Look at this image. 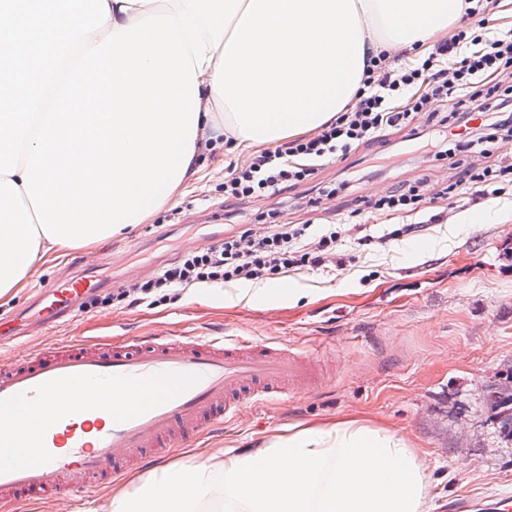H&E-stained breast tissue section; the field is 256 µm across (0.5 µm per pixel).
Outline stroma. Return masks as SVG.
<instances>
[{
  "instance_id": "35a3bbf8",
  "label": "stroma",
  "mask_w": 512,
  "mask_h": 512,
  "mask_svg": "<svg viewBox=\"0 0 512 512\" xmlns=\"http://www.w3.org/2000/svg\"><path fill=\"white\" fill-rule=\"evenodd\" d=\"M242 154H203L197 177L173 208L151 223L110 238L111 263L104 280H146L184 253L214 245L216 225L225 232L264 231L272 224H337L340 269L298 268L287 275L284 296L238 300L239 283L177 288L154 305L127 310L104 291L81 303L75 319L26 333L32 345L62 343L75 336H144L161 326L186 336H239L302 348L322 345L341 357L319 392L264 403L223 430L200 438L170 458L188 467L211 456L255 451L289 427L327 428L353 421L402 436L430 480L423 512H446L448 500L512 495V212L502 214L490 199L461 198L453 207L424 201L408 218L360 213L342 222L353 199L425 178L448 181L447 161L411 156L401 166L360 181L346 194L316 208L301 204L306 186H284L269 198L236 206L226 219L224 177ZM480 213L481 224H455L460 213ZM443 214L431 223L433 214ZM418 224L409 236L382 235L404 223ZM374 243L357 246L359 225ZM81 248L48 257L36 266L16 296L0 298V321L27 312L40 290L67 275ZM150 467L131 472L105 490L76 492L77 512H110L113 496L130 492Z\"/></svg>"
}]
</instances>
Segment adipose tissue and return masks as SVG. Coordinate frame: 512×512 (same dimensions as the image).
<instances>
[{
    "mask_svg": "<svg viewBox=\"0 0 512 512\" xmlns=\"http://www.w3.org/2000/svg\"><path fill=\"white\" fill-rule=\"evenodd\" d=\"M0 0V59L40 68L70 45L126 91L94 111H59L25 158L32 94L0 113V297L54 247H88L171 206L215 131L241 148L320 128L361 86L367 52L424 44L458 0H87L91 22L61 24L72 0ZM429 482L403 437L351 421L304 428L255 452L155 467L112 512H422Z\"/></svg>",
    "mask_w": 512,
    "mask_h": 512,
    "instance_id": "obj_1",
    "label": "adipose tissue"
}]
</instances>
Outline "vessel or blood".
<instances>
[{
  "label": "vessel or blood",
  "mask_w": 512,
  "mask_h": 512,
  "mask_svg": "<svg viewBox=\"0 0 512 512\" xmlns=\"http://www.w3.org/2000/svg\"><path fill=\"white\" fill-rule=\"evenodd\" d=\"M99 285L79 271L40 295L43 323ZM321 350L181 336H76L0 363V504L43 505L69 483L89 492L164 457L270 397L313 392Z\"/></svg>",
  "instance_id": "b4317fda"
}]
</instances>
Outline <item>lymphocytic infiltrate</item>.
Segmentation results:
<instances>
[{
    "label": "lymphocytic infiltrate",
    "instance_id": "lymphocytic-infiltrate-1",
    "mask_svg": "<svg viewBox=\"0 0 512 512\" xmlns=\"http://www.w3.org/2000/svg\"><path fill=\"white\" fill-rule=\"evenodd\" d=\"M503 0H460L459 24L447 42L427 55H416L392 67L386 52L367 57L354 108L337 113L308 137H300L252 154L224 178L228 201L272 196L283 184L312 182L321 166L341 164L357 148L378 142L389 128L403 131L425 153L440 152L438 131L456 132V151L512 141V28L491 29L481 17L502 10ZM466 98L475 111L445 112L448 101ZM512 177V163L466 170L437 198L455 202L472 194L483 198L485 186ZM427 179L399 186L360 201L371 213L395 215L418 209ZM341 234L310 224H273L263 234H228L206 250L183 260L142 284L122 285L113 303L134 308L166 298L170 289L197 284L261 283L302 266L341 267Z\"/></svg>",
    "mask_w": 512,
    "mask_h": 512
}]
</instances>
